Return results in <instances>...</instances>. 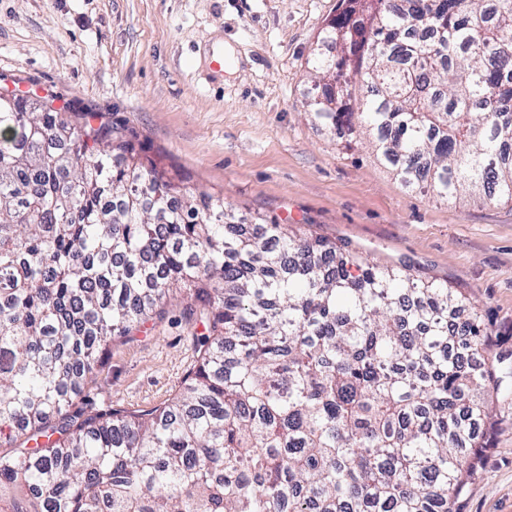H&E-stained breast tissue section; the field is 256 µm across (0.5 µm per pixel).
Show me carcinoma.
<instances>
[{
	"label": "carcinoma",
	"instance_id": "obj_1",
	"mask_svg": "<svg viewBox=\"0 0 512 512\" xmlns=\"http://www.w3.org/2000/svg\"><path fill=\"white\" fill-rule=\"evenodd\" d=\"M314 114L401 184L512 204V0H348ZM366 11L371 23L354 19ZM168 406L86 416L115 336L176 294ZM481 315L145 163L125 130L0 93V512H452L492 418Z\"/></svg>",
	"mask_w": 512,
	"mask_h": 512
}]
</instances>
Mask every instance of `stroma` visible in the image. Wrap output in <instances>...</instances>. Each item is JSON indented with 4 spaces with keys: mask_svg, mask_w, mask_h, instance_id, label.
Wrapping results in <instances>:
<instances>
[{
    "mask_svg": "<svg viewBox=\"0 0 512 512\" xmlns=\"http://www.w3.org/2000/svg\"><path fill=\"white\" fill-rule=\"evenodd\" d=\"M342 0H0V92L51 99L125 129L191 192L410 267L474 302L502 372L484 448L456 512H512V205L405 190L371 149L341 144L307 107V62ZM238 66L216 72L214 50ZM201 325L171 299L112 340L87 414L161 408L198 360Z\"/></svg>",
    "mask_w": 512,
    "mask_h": 512,
    "instance_id": "1",
    "label": "stroma"
}]
</instances>
